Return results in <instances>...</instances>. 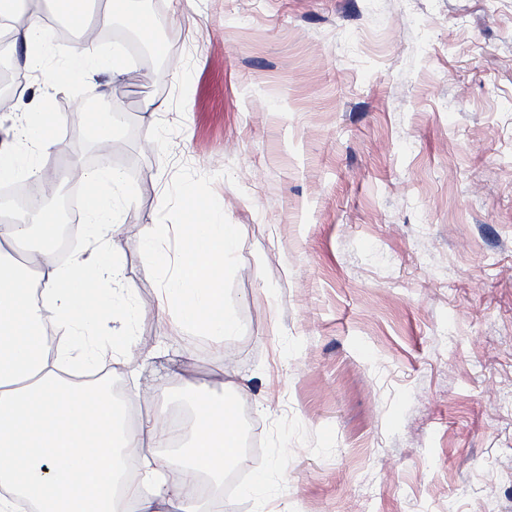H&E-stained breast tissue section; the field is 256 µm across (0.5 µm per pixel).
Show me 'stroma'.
Listing matches in <instances>:
<instances>
[{"mask_svg": "<svg viewBox=\"0 0 512 512\" xmlns=\"http://www.w3.org/2000/svg\"><path fill=\"white\" fill-rule=\"evenodd\" d=\"M155 21L109 93L132 307L105 376L136 426L170 375L232 369L234 512H512V0H128ZM157 109L147 128L148 109ZM99 161L87 122L48 166ZM242 232L244 334L160 312L140 239L179 166ZM269 501L252 491L257 478Z\"/></svg>", "mask_w": 512, "mask_h": 512, "instance_id": "1", "label": "stroma"}]
</instances>
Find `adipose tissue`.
Listing matches in <instances>:
<instances>
[{"label":"adipose tissue","instance_id":"1","mask_svg":"<svg viewBox=\"0 0 512 512\" xmlns=\"http://www.w3.org/2000/svg\"><path fill=\"white\" fill-rule=\"evenodd\" d=\"M18 0H0V17L11 18L10 42L24 66L42 69L51 48L49 28L17 21ZM66 24L80 32L71 44L62 78L108 73L126 76L118 60L88 37L91 26L114 18L113 0L90 14L89 0H52ZM46 99L32 97L17 136L23 148L0 146V181L22 179L42 195L54 190L43 173L58 117ZM65 177H80L89 189L85 230L66 264L52 248L38 249L35 262L19 260V246L32 233L20 222L0 225V512H202V486L219 487L237 459L239 434L227 422L223 398L183 381L194 406L192 435L173 442L172 416L156 410L137 427L125 425L126 408L109 388L64 379L63 366H93L104 360L98 330L115 308L127 320L118 286L121 265L115 232L119 221L113 193L123 182L109 156L97 168L71 162ZM53 324L57 348L46 344Z\"/></svg>","mask_w":512,"mask_h":512}]
</instances>
